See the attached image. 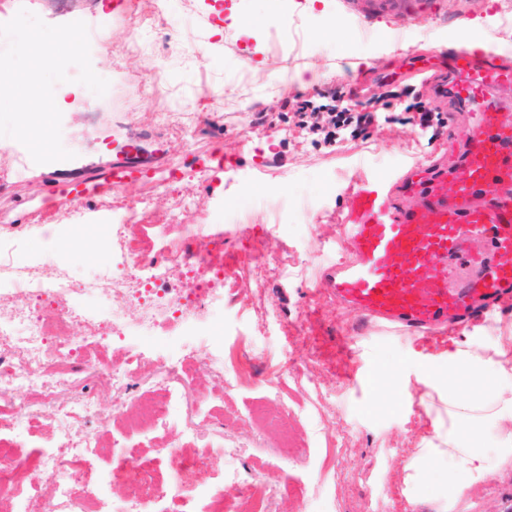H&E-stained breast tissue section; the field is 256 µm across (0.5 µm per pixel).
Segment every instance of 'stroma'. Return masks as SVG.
Here are the masks:
<instances>
[{
  "mask_svg": "<svg viewBox=\"0 0 512 512\" xmlns=\"http://www.w3.org/2000/svg\"><path fill=\"white\" fill-rule=\"evenodd\" d=\"M213 2L175 0L172 24L149 28L138 54L123 48L126 21L113 15L112 0L86 5L95 25L112 38L94 63L108 75L109 88L99 97L82 89L80 100L62 113L75 158L26 167L0 162V233L20 227L27 235L16 264L60 265L77 281L111 271L117 260L90 246L70 245L66 217L74 206L69 197L48 195L47 187L90 174L103 178L125 162L128 136L121 113L141 129L138 155L153 179L105 192L98 203L129 205L149 198L142 221L124 229L130 253L154 257L162 239L193 247L178 226L164 222L176 193L188 194L209 221L222 213L223 203L248 199L224 238L230 273L210 305L213 336L205 340L191 327L165 324L121 346L75 328L80 354L61 368L73 385L44 408L43 421L55 424L59 409L78 394L93 399L95 413L79 417L78 424L103 448L98 470L105 480L114 455L181 440L190 416L205 409L215 416L205 430L210 480L223 483L227 496L235 494L228 474L244 479L264 470L297 491L282 500L280 512H438L440 483L428 473L410 482L406 466L418 449L438 445L437 430L448 424L450 348L494 345L512 336V311L485 327H462L450 348L419 349L408 337L371 328L352 357L336 347L352 315L320 291L318 281L326 263L343 257L336 249L340 223L362 181L389 174L400 204L409 207L416 201L411 183L457 169L466 109L445 99L433 128L419 130L416 106L432 99L433 86L408 71L426 55L451 52L464 35L476 46L489 44L512 56V29L499 26V13L512 0H414L411 17L401 23L375 16L371 0H328L322 12L310 11L308 0H225L222 11L236 9L242 24L225 28L220 37L211 33L217 24ZM283 9L307 37L302 52L284 48L273 34V20ZM197 44L211 47L206 65L187 53ZM257 45L263 48L259 69L241 82V62ZM144 56L161 63V82L178 89L179 105L160 99L127 111L126 91L147 79L140 66ZM299 71L306 84L295 81ZM352 88L358 95L349 107L382 112L380 123L358 138L333 142L300 125L294 114L298 101L328 105L332 90ZM90 106L99 114L93 123L85 117ZM217 153L224 156V170L201 178V162ZM173 169L180 170L178 179H170ZM240 224L246 233H237ZM205 341L208 359L188 373L169 376L160 368L161 359L181 358ZM128 355L143 363L130 380L137 395H151L163 379L179 396L163 425L146 434L109 431L103 424L112 413V395L96 363L119 368ZM234 360L247 362L246 382L228 395L214 392L212 370ZM280 401L289 413L279 428L306 448L298 464H282L275 434L250 418L255 408ZM228 436L246 445L247 453L225 456ZM451 512H512V465L465 490Z\"/></svg>",
  "mask_w": 512,
  "mask_h": 512,
  "instance_id": "35a3bbf8",
  "label": "stroma"
}]
</instances>
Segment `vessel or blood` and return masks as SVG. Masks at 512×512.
<instances>
[{"label":"vessel or blood","instance_id":"b4317fda","mask_svg":"<svg viewBox=\"0 0 512 512\" xmlns=\"http://www.w3.org/2000/svg\"><path fill=\"white\" fill-rule=\"evenodd\" d=\"M432 65L450 70L454 96L471 107L460 168L429 179L407 209L388 176L366 179L342 221L352 258L328 268L321 282L337 304L421 346L452 344L451 325L512 308V113L489 104L494 91L512 86V60L474 51L464 39ZM150 176L148 167L126 162L107 180L119 189ZM48 192L74 195L87 209L103 188L86 180Z\"/></svg>","mask_w":512,"mask_h":512}]
</instances>
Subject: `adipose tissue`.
Wrapping results in <instances>:
<instances>
[{
  "mask_svg": "<svg viewBox=\"0 0 512 512\" xmlns=\"http://www.w3.org/2000/svg\"><path fill=\"white\" fill-rule=\"evenodd\" d=\"M448 432L438 448H423L408 463L409 480H417L434 464L447 472L442 503L449 512L464 490L484 484L504 466L512 465V349L486 350L469 345L448 356ZM493 437L494 447L480 448L475 437Z\"/></svg>",
  "mask_w": 512,
  "mask_h": 512,
  "instance_id": "adipose-tissue-1",
  "label": "adipose tissue"
}]
</instances>
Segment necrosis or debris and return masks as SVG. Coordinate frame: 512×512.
<instances>
[{
	"label": "necrosis or debris",
	"instance_id": "1",
	"mask_svg": "<svg viewBox=\"0 0 512 512\" xmlns=\"http://www.w3.org/2000/svg\"><path fill=\"white\" fill-rule=\"evenodd\" d=\"M185 210L184 201H174L167 221L181 225L187 237H200L193 252L174 245L150 259L124 252L122 229L138 222L141 213L140 207H132L119 214L109 232L110 247L122 255L120 270L82 283L58 268L18 271L11 240L0 238V283L8 285L6 299H0V397L10 401L9 410H0V499L12 501L16 512H144L146 503L161 505L179 498L185 477L208 471L209 456L196 445L151 449L135 474L126 457H116L110 484L121 487L122 493L120 501L111 500L95 483V441L70 425L77 415L94 411V402L86 396L60 411L66 430L51 451H28L16 434L21 424L41 426V406L52 403L63 386L58 369L77 352L70 334L74 322H83L94 336L126 339L179 315L191 313L199 322L208 321L207 303L227 275L224 240L202 234L200 225L186 223ZM89 294L107 304L105 314L80 305V297ZM118 295L137 299L136 317L112 307ZM139 367L133 359L118 372L108 363L99 366L112 384V417L129 432L155 428L177 401L171 390L163 388L151 401L131 403L124 381ZM22 387L37 391L38 401L18 397ZM44 484L51 486L50 496L29 495V488ZM281 493L280 486L259 477L239 483L231 499L223 486H214L206 491L208 512H244L247 504L259 506L260 512H276Z\"/></svg>",
	"mask_w": 512,
	"mask_h": 512
}]
</instances>
